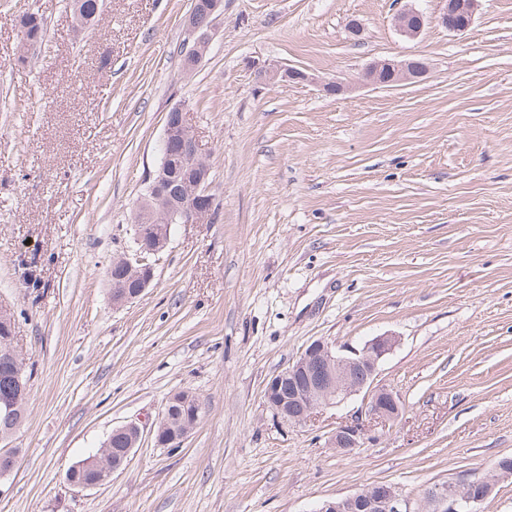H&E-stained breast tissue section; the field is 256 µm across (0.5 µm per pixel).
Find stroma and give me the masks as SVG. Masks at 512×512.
<instances>
[{
  "label": "stroma",
  "mask_w": 512,
  "mask_h": 512,
  "mask_svg": "<svg viewBox=\"0 0 512 512\" xmlns=\"http://www.w3.org/2000/svg\"><path fill=\"white\" fill-rule=\"evenodd\" d=\"M442 0H224L206 57L182 68L190 0L0 6V305L34 365L4 442L0 512H313L376 482L411 500L512 457V0H479L461 35L402 37V5ZM42 42L18 64V16ZM359 35L348 31L350 20ZM418 57L420 82L363 85L374 60ZM273 64L310 84L261 82ZM340 79L351 93L322 94ZM184 104L218 209L176 224L135 302L107 269ZM397 337L376 385L398 420L369 447L329 441L357 395L290 427L267 381L313 341ZM184 391L201 408L178 450L143 440L110 484L67 469L113 428L152 425Z\"/></svg>",
  "instance_id": "stroma-1"
}]
</instances>
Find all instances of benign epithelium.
Segmentation results:
<instances>
[{
    "mask_svg": "<svg viewBox=\"0 0 512 512\" xmlns=\"http://www.w3.org/2000/svg\"><path fill=\"white\" fill-rule=\"evenodd\" d=\"M443 2L445 7L438 23L452 33H465L473 23L478 0ZM222 9L223 0H191L185 26L193 42L184 52L185 71H194L209 47L210 28L203 26L200 17L212 18ZM426 22V16L409 7L395 16L399 32L409 39L417 37ZM427 72V64L419 59H378L366 67L363 83L393 89L415 83ZM259 77L269 82H315L306 72L282 65L260 72ZM209 174L207 158L188 121L187 110L177 105L166 113L158 170L147 194L133 210L134 248L117 255L120 269L109 282L114 306L135 301L151 286L155 278L152 258L167 248L171 225L199 224L212 217L215 197ZM395 345L396 338L389 335L376 336L359 349H338L326 340H315L295 362L267 381L265 402L282 421L301 425L323 408L337 406L363 392L368 417L384 423L393 421L400 414L399 398L392 391L374 385V377L378 364ZM0 356L14 364L15 381L20 391H27L30 383L25 377L27 361L14 345V333L0 342ZM112 433H133L135 442L121 449L116 458L109 443H104L97 455L98 476L88 482L73 480V487L87 490L110 483L112 476L130 461L142 440L143 429L130 423L113 428ZM374 440L375 436L357 415L337 426L330 435V443L344 452L366 448ZM492 489V482L486 478L462 483L441 481L429 486L420 504L414 506L399 487L376 483L354 494L324 501L311 512H473Z\"/></svg>",
    "mask_w": 512,
    "mask_h": 512,
    "instance_id": "benign-epithelium-1",
    "label": "benign epithelium"
}]
</instances>
